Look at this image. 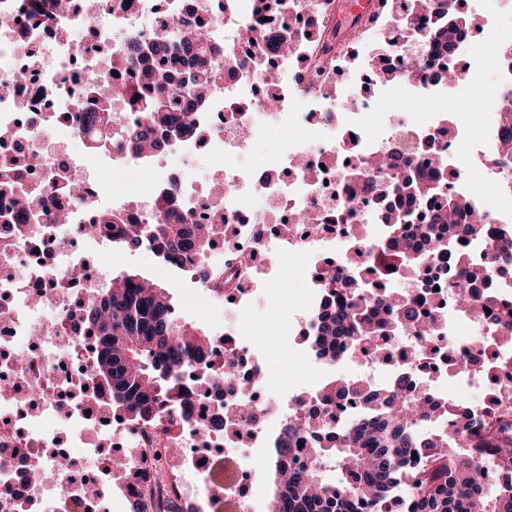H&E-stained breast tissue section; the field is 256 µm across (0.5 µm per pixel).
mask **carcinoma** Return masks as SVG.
I'll use <instances>...</instances> for the list:
<instances>
[{"label":"carcinoma","mask_w":512,"mask_h":512,"mask_svg":"<svg viewBox=\"0 0 512 512\" xmlns=\"http://www.w3.org/2000/svg\"><path fill=\"white\" fill-rule=\"evenodd\" d=\"M215 17H196L190 11L171 32H163L149 45L126 43L113 59L112 69L128 74L131 82L112 87L104 96L94 85L81 88L74 100L75 110L91 112L100 126L94 147L110 140L112 128L122 124V114L112 108V98L124 100L127 109L143 112L146 124L124 131L125 143L133 156L147 161L161 151L168 132L194 136L203 131L202 114L195 107L199 90L224 82L230 66L258 69L270 51L287 54L290 37L273 35L249 43L244 57L224 52L211 41L210 25L224 21L226 7L233 0H219ZM433 18L428 36L445 44L448 51L463 50L465 30L472 25L465 13L448 10V0H413L412 11L401 20L405 32L412 31L419 14ZM189 68L181 67L185 57ZM406 74L425 85L443 86L448 70H431L418 62L408 65ZM497 111L503 114L500 145L512 144V85L498 93ZM381 168L393 170L390 195L426 206L442 190L440 173L421 178L391 157H377ZM20 185L8 167L0 168V195L13 196L15 219L25 224L39 219L32 198L16 193ZM177 186L161 189L154 200L149 224L117 223L106 217L91 224L88 234L112 233L118 248L145 247L157 261L171 266L183 256L204 251L209 242L224 233V219L217 216L213 235L202 233L203 225L187 224V217L171 206ZM469 215L460 232L480 240L486 224L479 209L465 197L448 198V207L417 224L412 207H397L385 200V221L390 234L365 244L370 257L369 271L375 281L367 283L359 271L334 266L331 277L321 274L327 297L316 312L309 346L319 359L339 361L356 352L378 349L375 336L423 333L434 326L432 313L443 311V301L397 298L381 280L405 270H419L422 264L447 253L450 243L436 232L439 225H454L459 216ZM495 256L512 260V224L503 225L492 242ZM458 276L466 286L457 289L454 300L474 317L495 314L498 335L476 339L486 346L492 341L512 346V299L497 293H481L491 269L463 259ZM171 293L157 288L137 274L112 278L110 288L90 301L82 319L102 348L93 370L95 379L107 386L109 405L133 422L157 424L174 416L185 404L179 382L182 374L207 355L204 331L172 317ZM481 365L488 373L507 369V362H479L473 356L455 359L454 365L467 369ZM364 403L363 410L336 429L320 428L310 416V398L292 400L296 416L278 431L275 451L267 459L272 493L268 512H390L392 490L408 485L417 512H512V396L507 405L495 402L481 406L450 405L441 408L416 395L409 376L400 372L391 384L377 390L362 377L332 378L322 388V401L329 417L333 408L348 400ZM448 413L450 428L435 435H422L418 423L436 411ZM305 436L311 447L309 461L297 465L288 458L293 443ZM417 458H412V455ZM333 469L339 478L327 477Z\"/></svg>","instance_id":"cac0c4a2"}]
</instances>
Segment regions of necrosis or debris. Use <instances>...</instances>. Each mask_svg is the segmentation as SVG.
<instances>
[{
	"label": "necrosis or debris",
	"mask_w": 512,
	"mask_h": 512,
	"mask_svg": "<svg viewBox=\"0 0 512 512\" xmlns=\"http://www.w3.org/2000/svg\"><path fill=\"white\" fill-rule=\"evenodd\" d=\"M178 0H108L98 26L88 29L81 14L57 18L53 29L28 21L30 0H0V161L25 158L18 175L25 187L41 188L33 207L38 222L20 224L10 200L0 199V512H64L76 502L80 512H112L115 492L139 489L152 512H212L215 502L230 500L235 512H260L264 475L255 457L274 445L279 428L292 416L285 394L265 383V352L253 339L255 303L269 305L275 284L285 274V256L294 254L311 286L296 313L310 322L325 298L318 280L327 264L367 268L359 238L388 230L381 191L386 174L376 176L372 191L352 194L348 174L373 156L392 153L412 159L420 176H429L437 160H446L449 192L484 206L485 188L512 198V168L498 164L499 115L484 127L449 129L446 113L422 119L410 112L380 114L369 89L378 65L402 73L418 56L433 67L465 69L464 55H449L425 33L397 35V20L410 0H385L376 31L396 36L361 54L336 47L329 33L336 0H281L279 10L291 29L305 32L292 53H274L262 70L226 75L214 92L200 136H174L149 163L127 150L107 146L91 154L85 144L95 126L72 112L76 90L111 83L100 77L112 70V56L130 40H152L172 27L181 14ZM252 0H237L233 22L214 32L225 47L243 48L261 30L252 26ZM321 34L308 36L311 19ZM27 71V84L13 83L15 72ZM277 99L268 111V99ZM305 132L292 140L275 161L249 168L238 165L243 143L254 142L285 119ZM468 142L460 150V142ZM216 156L224 168L214 188L200 190L190 170L200 153ZM155 179L139 187L153 199L166 183L179 186L174 200L191 224L203 223L214 208L224 210L226 236L208 249L184 257L183 268L223 259L225 296L236 305L229 318L207 325L213 354L205 365L184 374L188 403L179 425L118 420L105 405V390L91 380L99 344L84 328V305L105 288L109 274L90 264L94 253L113 251L111 238L87 236L84 227L117 212L126 221L147 222L146 209L127 200L129 185L143 169ZM482 171L486 185L466 177ZM58 180L84 185L86 199L52 193ZM352 203L348 221L336 212ZM70 218L55 220L58 210ZM307 223L294 220L297 213ZM83 275L73 279V268ZM448 310L427 356L409 357V336L381 340V352L363 357V375L377 382L383 362L408 370L419 392L443 400L441 380L448 376L449 352L480 356L473 338L494 333L491 323L459 310L448 297L455 269L447 258L430 261L425 272ZM471 333L459 335V326ZM247 401L256 410L242 419L237 406ZM224 414V430L211 420ZM178 449L169 459L168 449ZM71 460L60 470L59 459ZM131 470L135 487H117L112 475Z\"/></svg>",
	"instance_id": "obj_1"
}]
</instances>
